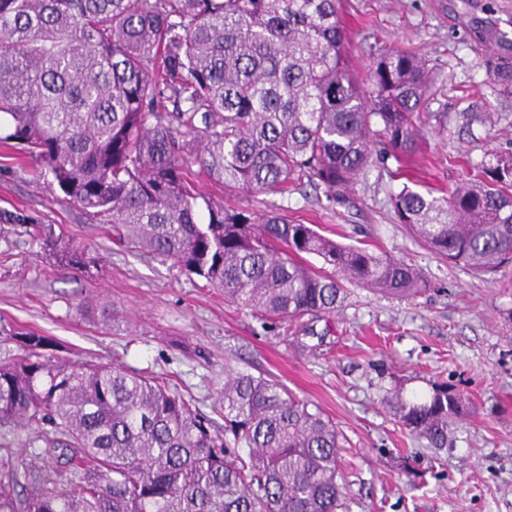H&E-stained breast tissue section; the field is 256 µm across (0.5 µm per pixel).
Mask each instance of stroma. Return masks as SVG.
Here are the masks:
<instances>
[{
    "label": "stroma",
    "instance_id": "1",
    "mask_svg": "<svg viewBox=\"0 0 512 512\" xmlns=\"http://www.w3.org/2000/svg\"><path fill=\"white\" fill-rule=\"evenodd\" d=\"M503 3L345 0L359 79L392 48L429 61L435 94L417 116L425 142L412 159L426 186L459 181L487 150H512V90L485 69L490 52L512 56V10ZM476 86L501 124L449 138L434 113L464 111ZM396 167L388 148L375 145L364 175L332 202L309 185L228 196L197 174L214 199L281 211L341 243L404 260L427 281L409 299L349 282L336 314L315 322V335L292 340L171 262L120 243L112 225L88 223L55 199L35 160L0 146V212L38 215L79 244L86 261L82 270L63 269L22 228L0 227V358L17 354L12 336L27 328L52 338L58 356L159 377L219 425L226 369L260 373L321 407L346 436L350 512H512V264L477 275L419 243L390 204L402 185ZM440 378L465 398L442 451L401 426L385 401L395 388L408 398L428 394Z\"/></svg>",
    "mask_w": 512,
    "mask_h": 512
}]
</instances>
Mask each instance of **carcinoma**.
<instances>
[{
    "mask_svg": "<svg viewBox=\"0 0 512 512\" xmlns=\"http://www.w3.org/2000/svg\"><path fill=\"white\" fill-rule=\"evenodd\" d=\"M339 5L0 0V142L88 218L290 334H315L301 319L336 312L344 280L414 297L427 284L416 267L277 213L226 207L192 180L195 165L229 190L282 193L305 179L331 200L377 142L408 178L402 159L422 138L414 114L432 94L428 60L394 48L360 81ZM487 68L512 89L511 57ZM459 118L457 135L475 122L492 129L502 113L479 96ZM472 169L448 194L405 183L390 204L434 253L485 273L512 260V151L490 150ZM0 223L84 267L83 250L34 215L3 211ZM15 341L20 354L0 360V512H344L335 423L277 381L226 372L221 430L154 377L60 359L41 334ZM389 406L439 450L463 410L445 382ZM18 428L28 436L16 443Z\"/></svg>",
    "mask_w": 512,
    "mask_h": 512,
    "instance_id": "carcinoma-1",
    "label": "carcinoma"
}]
</instances>
